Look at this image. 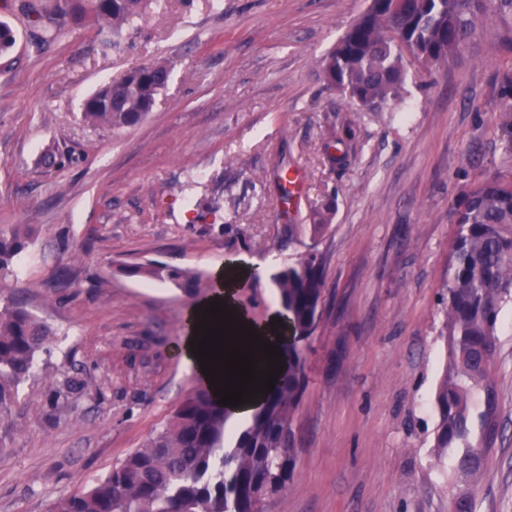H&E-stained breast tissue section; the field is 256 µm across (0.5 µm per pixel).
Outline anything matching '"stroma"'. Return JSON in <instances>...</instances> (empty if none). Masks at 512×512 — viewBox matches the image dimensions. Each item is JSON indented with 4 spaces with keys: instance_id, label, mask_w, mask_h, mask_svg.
Wrapping results in <instances>:
<instances>
[{
    "instance_id": "obj_1",
    "label": "stroma",
    "mask_w": 512,
    "mask_h": 512,
    "mask_svg": "<svg viewBox=\"0 0 512 512\" xmlns=\"http://www.w3.org/2000/svg\"><path fill=\"white\" fill-rule=\"evenodd\" d=\"M369 0H160L114 38L95 24L36 47L16 8L0 55V225L29 245L0 285L57 331L0 418V512H52L146 443L197 387L173 347L189 299L131 277L160 260L213 271L276 255L238 300L254 321L266 290L307 251L323 256L315 333L301 342L306 390L295 468L263 512H448L459 483L438 458L434 395L450 209L500 150L495 77L512 67V21L489 15L448 69L410 70L401 103L369 112L330 89L322 61ZM170 60L155 107L114 130L84 100L132 66ZM356 115L351 164L331 171L329 129ZM295 168L300 206L273 179ZM333 204L314 234L309 211ZM494 376L501 435L474 512H512V301L502 304Z\"/></svg>"
}]
</instances>
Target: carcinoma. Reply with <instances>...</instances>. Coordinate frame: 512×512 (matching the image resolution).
<instances>
[{
    "label": "carcinoma",
    "mask_w": 512,
    "mask_h": 512,
    "mask_svg": "<svg viewBox=\"0 0 512 512\" xmlns=\"http://www.w3.org/2000/svg\"><path fill=\"white\" fill-rule=\"evenodd\" d=\"M154 0H18L16 6L53 42L73 27L94 22L118 35L150 13ZM493 12L512 17V0H370L324 60L327 85L371 112L402 97L411 68L428 71L460 57ZM167 61L142 64L88 96L83 121L121 129L142 121L168 82ZM500 98L512 100V71L497 75ZM356 121L334 127L324 145L330 167L348 165ZM500 158L495 173L452 205L457 235L449 259L448 300L442 335L448 364L435 394L434 447L452 456L462 485L450 512H473L475 487L487 476L490 435H498L499 401L491 364L501 304L512 300V107L498 114ZM288 198L290 170L274 171ZM329 206L312 211L315 232L331 222ZM28 246L18 224L0 225V281ZM130 276L167 282L195 299L217 292L221 281L156 260L124 265ZM280 317L291 330L281 344L285 369L233 444L225 445L228 411L201 385L143 448L128 455L80 493L55 502L52 512H262L282 494L295 466L293 421L306 388L299 343L315 332L323 305L322 259L316 251L273 276ZM54 335L23 306L0 308V416L33 374L37 356Z\"/></svg>",
    "instance_id": "cac0c4a2"
}]
</instances>
